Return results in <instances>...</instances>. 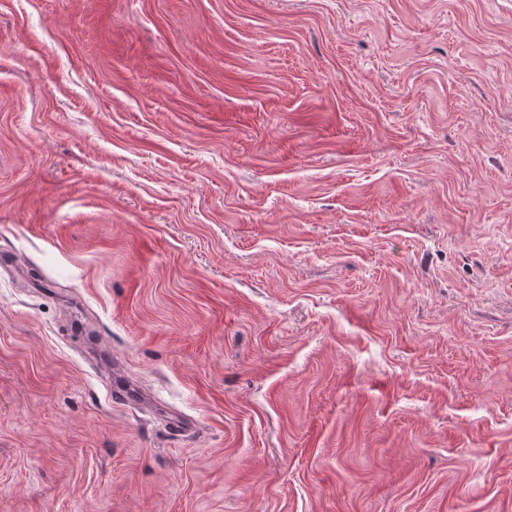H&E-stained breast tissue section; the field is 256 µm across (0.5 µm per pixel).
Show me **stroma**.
<instances>
[{
    "mask_svg": "<svg viewBox=\"0 0 512 512\" xmlns=\"http://www.w3.org/2000/svg\"><path fill=\"white\" fill-rule=\"evenodd\" d=\"M0 512H512V0H0Z\"/></svg>",
    "mask_w": 512,
    "mask_h": 512,
    "instance_id": "1",
    "label": "stroma"
}]
</instances>
